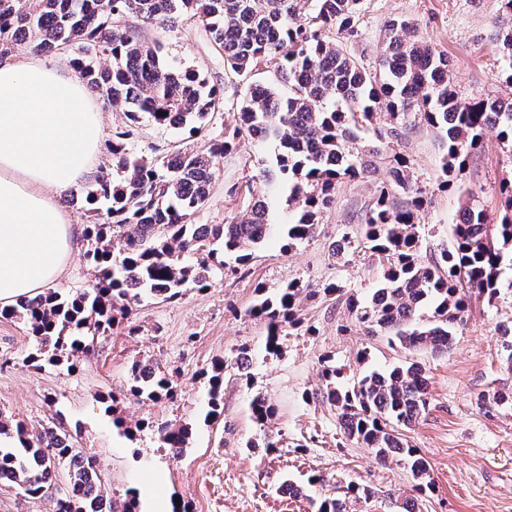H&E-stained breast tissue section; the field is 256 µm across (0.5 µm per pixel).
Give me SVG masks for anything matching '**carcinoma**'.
Segmentation results:
<instances>
[{"label": "carcinoma", "instance_id": "carcinoma-1", "mask_svg": "<svg viewBox=\"0 0 512 512\" xmlns=\"http://www.w3.org/2000/svg\"><path fill=\"white\" fill-rule=\"evenodd\" d=\"M360 8L361 0H0V58L71 50L78 76L126 118L111 145L112 169L120 179L101 174L84 190L86 259L94 284L76 294L46 288L0 310L28 325L34 349L21 359L23 365L40 370L87 355L112 330L117 311L129 320L128 334L139 330L130 316L143 296L171 301L189 288H207L219 274L236 277L246 269L274 227L265 202L246 205L228 224L194 223L210 199L215 159L237 152L246 138L277 144L257 177L277 181L297 213L295 221L278 227L287 251L315 237L318 215L333 204L336 183L364 174L366 150L358 141L366 135L377 153L401 141L416 121L424 122L446 147L441 171L447 184L485 131L496 130L512 148V101L461 100L448 79V55L419 38L412 21L387 23L386 48L373 70L336 44L329 36L334 30L347 39L359 35ZM130 18L162 29L181 20L201 23L242 85L237 119L200 149H128L143 118L200 136L203 120L224 112L223 90L193 71L165 65L159 42L123 24ZM497 25L496 46L512 75V0H502ZM271 63L284 92L254 79L260 65ZM383 160L386 180L355 242L385 272L371 297L349 298L351 318L365 335L387 336L392 346L444 353L464 322L470 295L494 304L502 268L512 266V180L496 218L466 205L453 224L451 246L423 260L415 210L426 190L414 182L404 158L394 153ZM303 293L296 283L256 287L246 315L265 322L268 353L280 349L287 329L301 326L296 311ZM498 333L511 365L512 320L499 325ZM203 375L210 386L208 417L217 420L223 413L224 363ZM342 376V369L324 366L317 396L336 411L344 437L372 449L381 463H403L417 490L426 491L428 461L405 434L429 404L422 367L407 362L350 386L340 384ZM129 391L157 401L171 397L175 386L153 364L135 360ZM251 410L259 424L273 415L259 396ZM157 435L178 455L189 428L161 423ZM61 470L66 488L53 500V512H112L94 463L67 430L31 431L0 415V486L50 496Z\"/></svg>", "mask_w": 512, "mask_h": 512}]
</instances>
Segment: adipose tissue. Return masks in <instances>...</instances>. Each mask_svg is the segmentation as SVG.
<instances>
[{"label":"adipose tissue","mask_w":512,"mask_h":512,"mask_svg":"<svg viewBox=\"0 0 512 512\" xmlns=\"http://www.w3.org/2000/svg\"><path fill=\"white\" fill-rule=\"evenodd\" d=\"M103 127L73 69L0 61V307L64 272L81 230L56 197L90 178Z\"/></svg>","instance_id":"ef3b65f1"}]
</instances>
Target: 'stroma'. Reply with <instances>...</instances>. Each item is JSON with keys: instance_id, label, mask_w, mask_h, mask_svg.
<instances>
[{"instance_id": "obj_1", "label": "stroma", "mask_w": 512, "mask_h": 512, "mask_svg": "<svg viewBox=\"0 0 512 512\" xmlns=\"http://www.w3.org/2000/svg\"><path fill=\"white\" fill-rule=\"evenodd\" d=\"M501 12V0H364L359 37L338 44L365 68H374L387 21L408 18L420 37L447 52L448 75L462 100H512V77L494 41ZM141 32L161 43L166 64L193 69L223 88V116L207 126L208 135L221 132L233 119L237 93L223 52L203 27L188 22L165 30L145 26ZM203 144V138L188 137L185 130L147 121L130 148L163 151ZM273 150L270 143L248 141L220 159L210 201L197 223L224 224L239 215L243 197L232 193V186L248 182L256 196L268 198L269 188L256 173ZM395 150L426 189L418 213L422 253L451 244V226L466 204L492 214L500 210L501 184L512 180V158L495 131H486L449 189L441 184L443 150L436 130L416 123ZM384 176L379 163L365 177L338 183L333 206L319 216L316 236L289 252L280 240L267 242L243 278H214L209 288L187 290L172 302L142 298L138 335L114 328L90 355L73 358L70 370L23 366L20 359L32 350L33 340L23 324L0 318V359L16 360L0 368V414L32 430L60 422L73 430L81 450L93 458L115 512H173L178 503L187 512H314L313 501L325 497L342 499L345 512H398L399 503L414 495L409 472L397 462L379 465L371 449L347 441L330 406L315 397L324 359L341 367L349 383L354 376L414 357L391 348L387 337L336 330L349 316V296H369L383 268L361 249L335 262L330 249L342 233L356 231ZM502 279L507 286L494 305L472 299L448 352L414 357L425 370L431 395L429 408L409 433L433 481L419 502L420 512H512V366L497 332L498 324L512 320V269H505ZM291 281L304 286L333 282L340 291L302 301L297 315L315 327V335L284 336L280 354L272 356L265 351V323L245 311L256 285ZM241 348L252 361V380L225 372L224 412L217 423L205 422L209 384L202 372ZM138 359L172 374L175 400L151 402L130 394L129 368ZM108 395L117 399L112 415L101 402ZM258 395L275 408L262 425L250 410ZM116 415L125 430L113 426ZM161 422L190 424L181 455L161 447L156 434ZM315 474L323 475V482L310 484ZM288 480L302 486L301 496L284 491ZM351 483L375 488V497L365 501L347 494Z\"/></svg>"}]
</instances>
